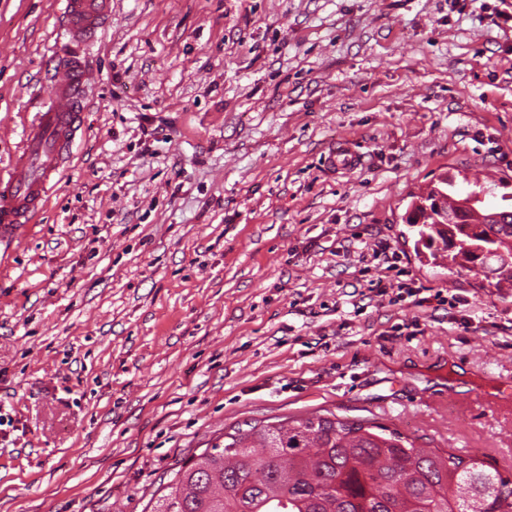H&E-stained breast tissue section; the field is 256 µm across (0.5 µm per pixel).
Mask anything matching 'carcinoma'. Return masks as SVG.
<instances>
[{"mask_svg": "<svg viewBox=\"0 0 512 512\" xmlns=\"http://www.w3.org/2000/svg\"><path fill=\"white\" fill-rule=\"evenodd\" d=\"M446 176L413 196L414 250L512 283V210H463ZM152 512H512V479L382 425L312 415L224 434L174 473Z\"/></svg>", "mask_w": 512, "mask_h": 512, "instance_id": "cac0c4a2", "label": "carcinoma"}]
</instances>
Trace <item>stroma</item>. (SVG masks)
<instances>
[{"instance_id": "35a3bbf8", "label": "stroma", "mask_w": 512, "mask_h": 512, "mask_svg": "<svg viewBox=\"0 0 512 512\" xmlns=\"http://www.w3.org/2000/svg\"><path fill=\"white\" fill-rule=\"evenodd\" d=\"M61 27L0 0V173ZM86 65L73 160L0 245V512H151L216 437L326 412L512 478V413L472 401L512 379V288L403 221L443 175L512 207V0H112ZM376 251L470 330L374 296Z\"/></svg>"}]
</instances>
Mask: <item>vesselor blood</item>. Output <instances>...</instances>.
I'll return each instance as SVG.
<instances>
[{
	"label": "vessel or blood",
	"mask_w": 512,
	"mask_h": 512,
	"mask_svg": "<svg viewBox=\"0 0 512 512\" xmlns=\"http://www.w3.org/2000/svg\"><path fill=\"white\" fill-rule=\"evenodd\" d=\"M65 42L50 64V96L26 128L8 177L0 178V236L35 223L53 177L69 162L89 109L85 50L112 17V0H61Z\"/></svg>",
	"instance_id": "1"
}]
</instances>
